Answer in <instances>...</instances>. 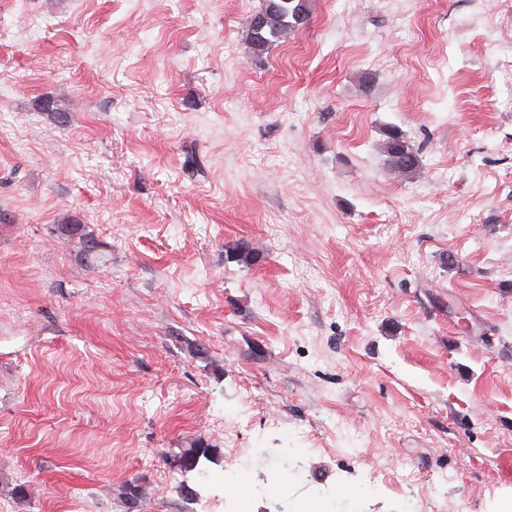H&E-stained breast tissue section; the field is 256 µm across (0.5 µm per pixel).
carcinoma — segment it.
Wrapping results in <instances>:
<instances>
[{"label":"carcinoma","mask_w":512,"mask_h":512,"mask_svg":"<svg viewBox=\"0 0 512 512\" xmlns=\"http://www.w3.org/2000/svg\"><path fill=\"white\" fill-rule=\"evenodd\" d=\"M309 0H264L263 7L246 23L250 52L255 56L266 53L274 44L287 39L288 34L309 21ZM384 152L391 171L410 177L421 168L418 151L406 135L396 127L385 132ZM208 457L206 448H188L181 456L185 470L197 468L200 458Z\"/></svg>","instance_id":"carcinoma-1"}]
</instances>
